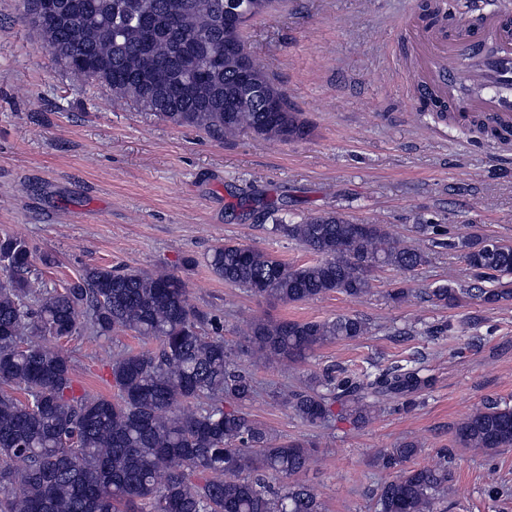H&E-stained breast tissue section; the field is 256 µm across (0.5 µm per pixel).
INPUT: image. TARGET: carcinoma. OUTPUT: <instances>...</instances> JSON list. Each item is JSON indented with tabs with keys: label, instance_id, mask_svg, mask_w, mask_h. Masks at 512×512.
I'll list each match as a JSON object with an SVG mask.
<instances>
[{
	"label": "carcinoma",
	"instance_id": "carcinoma-1",
	"mask_svg": "<svg viewBox=\"0 0 512 512\" xmlns=\"http://www.w3.org/2000/svg\"><path fill=\"white\" fill-rule=\"evenodd\" d=\"M62 21L37 28L60 61L71 51L101 61L99 81L113 99L177 126L224 139L249 130L281 140L305 138L300 113L248 51L242 27L224 24V0H57ZM153 20L145 40L143 18ZM255 71L279 108L246 106L239 73ZM159 68L167 86L145 78ZM315 258L290 265L232 242L215 245L207 267L218 279L270 302L292 304L329 293L361 298L372 273L414 271L424 251L397 241L383 224H360L337 213L274 224ZM477 280L512 275V246L471 236L448 237ZM26 239L0 237V512H324L300 480L319 448L287 440L251 419L243 407L257 393L243 359L292 362L331 343L358 341L371 327L357 315L324 321L253 319L232 346L217 319L195 307L186 283L165 271L88 265L77 282L47 288L32 270ZM469 288L438 287L432 297L457 305ZM495 305L512 288L478 289ZM81 331L92 339L130 333L158 341L155 351L127 350L112 361L114 394L76 389L69 357L44 343ZM420 366H396L369 379L312 374L275 399L297 417L325 425L336 415L359 427L389 400L430 389ZM475 453L512 448V405L492 402L455 431ZM421 448L406 440L378 452L398 474L381 485L375 512H441L448 495V458L430 466L412 460Z\"/></svg>",
	"mask_w": 512,
	"mask_h": 512
}]
</instances>
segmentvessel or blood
<instances>
[{
  "label": "vessel or blood",
  "mask_w": 512,
  "mask_h": 512,
  "mask_svg": "<svg viewBox=\"0 0 512 512\" xmlns=\"http://www.w3.org/2000/svg\"><path fill=\"white\" fill-rule=\"evenodd\" d=\"M442 24L407 15L400 23L415 46L417 99L435 101L451 123L483 117L512 131V18L496 9L458 14L447 0Z\"/></svg>",
  "instance_id": "b4317fda"
}]
</instances>
